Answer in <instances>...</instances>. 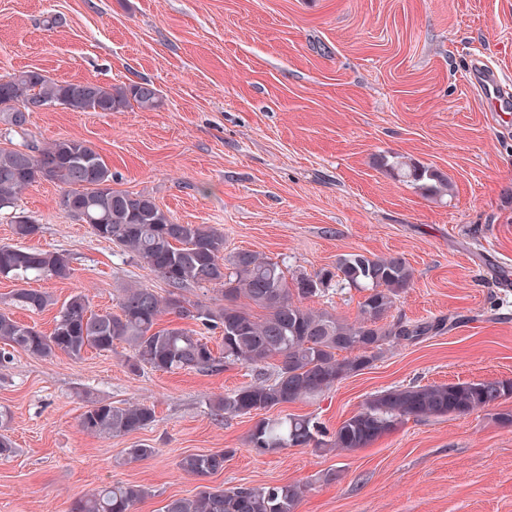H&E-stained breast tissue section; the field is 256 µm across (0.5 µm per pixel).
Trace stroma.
I'll return each mask as SVG.
<instances>
[{"mask_svg": "<svg viewBox=\"0 0 512 512\" xmlns=\"http://www.w3.org/2000/svg\"><path fill=\"white\" fill-rule=\"evenodd\" d=\"M512 81V0H0V73L40 70L58 81H151L157 111L31 113L25 132L0 122V146L90 142L114 189L146 193L176 223L224 234L289 271L334 266L346 253L399 255L414 271L395 314L453 316L456 329L392 349L319 395L280 406L335 430L378 392L410 385L512 380V114L487 112L471 84L475 57ZM399 154L448 177L428 197L379 165ZM44 180L0 212L38 224L25 246L65 253L73 273L35 289L88 295L116 308L121 288L168 286L95 236ZM129 347L43 358L12 348L0 367V512H70L105 482L149 488L136 512H162L200 484L294 483L297 512H512V427L498 407L405 420L348 453L294 447L258 456L254 418L215 416L225 392L253 381L241 366L214 373L131 372ZM155 411L125 437L84 432L88 399ZM145 444L152 457L127 462ZM226 448L223 471L199 478L181 456ZM337 479L325 482L326 473Z\"/></svg>", "mask_w": 512, "mask_h": 512, "instance_id": "1", "label": "stroma"}]
</instances>
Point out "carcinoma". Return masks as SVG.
I'll list each match as a JSON object with an SVG mask.
<instances>
[{
    "label": "carcinoma",
    "mask_w": 512,
    "mask_h": 512,
    "mask_svg": "<svg viewBox=\"0 0 512 512\" xmlns=\"http://www.w3.org/2000/svg\"><path fill=\"white\" fill-rule=\"evenodd\" d=\"M4 102L36 103L45 110L61 106L71 112H120L131 107L156 111L163 106L159 90L147 80L109 86L60 82L40 70L1 73L0 104ZM381 166L430 196L442 197L452 188L448 178L399 155L381 157ZM39 179L63 190L62 206L69 215L161 275L169 290L163 297L151 288H123L116 313L97 312L86 294H72L61 304L47 334L17 320L11 308L39 313L56 300L37 289L15 288L0 307V341L33 355L62 352L80 358L90 349L110 352L120 341L131 349L133 372L143 366L173 373L241 365L257 379L225 393L213 405L216 415L232 418L318 395L381 359L388 347L410 344L438 328L434 322L392 315L396 297L414 278L401 256L348 253L333 268L312 274H290L284 264L245 250L226 257L224 234L217 229L177 224L152 196L112 188L111 167L88 141L64 138L48 145L32 142L23 149L0 147V210L14 208L22 191ZM38 230L22 217L13 225L19 239ZM71 276L70 262L61 261L53 251L0 244L2 278L27 284ZM333 281L362 293L354 320L304 305L325 296ZM203 284L219 287L221 302L192 301L184 295L186 289ZM243 299L247 303H241ZM253 307L263 314L254 315ZM165 313L188 318L192 324L162 326ZM199 324L224 333L221 353L200 336L195 329ZM275 357L280 364L269 375L265 368ZM511 396L512 381L498 379L394 388L373 396L332 433L306 416L263 417L249 431L247 446L257 456L298 446L354 451L397 430L408 417L462 416ZM154 421V409L143 403L121 407L90 401L80 415L83 431L105 437L128 436ZM231 454H187L178 467L188 475L205 477L223 471ZM302 494V488L292 483L201 486L191 497L169 499L163 512H297ZM146 496L148 491L140 485L107 483L76 499L70 512H134Z\"/></svg>",
    "instance_id": "cac0c4a2"
}]
</instances>
